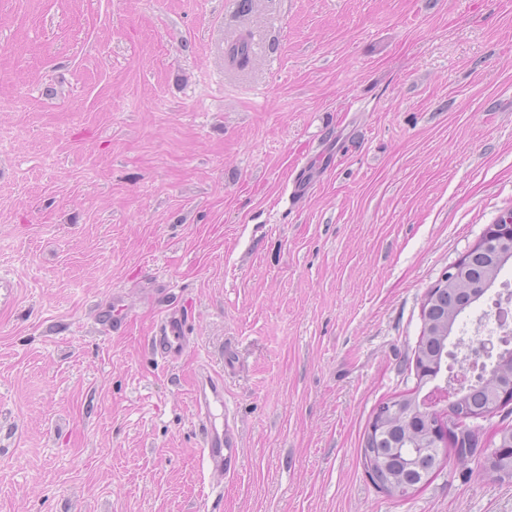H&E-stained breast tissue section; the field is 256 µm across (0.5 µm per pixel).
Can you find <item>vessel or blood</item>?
<instances>
[{"label": "vessel or blood", "instance_id": "vessel-or-blood-1", "mask_svg": "<svg viewBox=\"0 0 512 512\" xmlns=\"http://www.w3.org/2000/svg\"><path fill=\"white\" fill-rule=\"evenodd\" d=\"M93 318L103 332L121 330L125 322L121 295H113L109 304L97 306ZM186 344V321L175 312L161 318L156 334L150 338L152 351L165 360L176 358ZM194 402L202 431V466L210 477L224 476L239 458L240 437L229 421L216 419L217 411L224 408L223 378L200 371L195 381Z\"/></svg>", "mask_w": 512, "mask_h": 512}]
</instances>
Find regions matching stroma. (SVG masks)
Returning <instances> with one entry per match:
<instances>
[{
  "label": "stroma",
  "instance_id": "1",
  "mask_svg": "<svg viewBox=\"0 0 512 512\" xmlns=\"http://www.w3.org/2000/svg\"><path fill=\"white\" fill-rule=\"evenodd\" d=\"M509 208L512 0H0V512H512L482 456L404 497L361 456ZM203 364L241 439L212 485ZM251 53L250 35L241 34L235 41L228 45L225 54L231 65L245 68L249 66L252 61ZM124 305L120 294L112 295V301L107 305H100L94 309L93 318L99 328L105 332H116L122 329ZM187 339L186 321L175 311L161 318L156 334L150 338V347L162 359H175L185 348Z\"/></svg>",
  "mask_w": 512,
  "mask_h": 512
}]
</instances>
